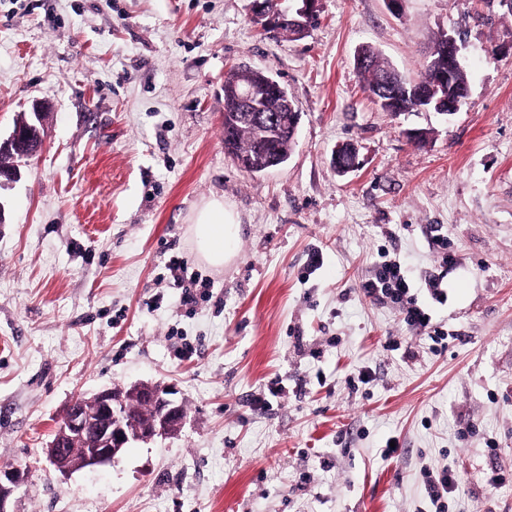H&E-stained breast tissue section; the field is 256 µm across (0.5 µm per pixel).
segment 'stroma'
<instances>
[{
    "instance_id": "stroma-1",
    "label": "stroma",
    "mask_w": 512,
    "mask_h": 512,
    "mask_svg": "<svg viewBox=\"0 0 512 512\" xmlns=\"http://www.w3.org/2000/svg\"><path fill=\"white\" fill-rule=\"evenodd\" d=\"M249 5L0 0V141L45 109L42 149L0 182V466L31 467L8 512H434L422 471L443 466L460 477L448 512H512V14L320 0L291 40ZM445 31L469 77L460 110L381 111L356 48L414 79ZM233 67L278 77L300 112L288 163L261 175L224 151ZM346 142L359 167L341 176ZM214 195L241 224L221 270L188 235ZM437 225L453 258L442 305L426 290ZM385 257L442 343L361 293ZM174 259L210 300L184 304ZM355 366L369 384L348 383ZM140 382L170 390L182 429L55 471L67 407Z\"/></svg>"
}]
</instances>
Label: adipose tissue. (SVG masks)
I'll return each mask as SVG.
<instances>
[{"label": "adipose tissue", "instance_id": "adipose-tissue-1", "mask_svg": "<svg viewBox=\"0 0 512 512\" xmlns=\"http://www.w3.org/2000/svg\"><path fill=\"white\" fill-rule=\"evenodd\" d=\"M239 224L219 197L202 202L190 218L189 235L199 259L214 268L224 267L236 254Z\"/></svg>", "mask_w": 512, "mask_h": 512}]
</instances>
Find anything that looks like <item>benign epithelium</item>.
Returning a JSON list of instances; mask_svg holds the SVG:
<instances>
[{
	"mask_svg": "<svg viewBox=\"0 0 512 512\" xmlns=\"http://www.w3.org/2000/svg\"><path fill=\"white\" fill-rule=\"evenodd\" d=\"M301 7L280 17H268V26L280 31L299 32L305 36L308 21L318 12L319 0H299ZM437 53L448 59V69L436 73V81L443 85L445 93L429 99L431 109L440 114L456 112L469 90H456V73L462 69L460 46L452 34L442 33ZM260 93L255 87H245L239 92L242 111L258 110ZM42 107L35 103L30 119L15 125L9 138L1 146L15 150L17 158H29L43 145ZM145 397L154 404L153 417L144 424L133 425L127 419V396ZM169 392L159 384L148 382L133 385L130 390L104 389L80 404H72L64 412L59 427L47 447L49 462L62 472L86 466L109 463L119 452L136 442L147 443L156 437L176 433L186 419L182 405L168 398ZM72 445L81 449L79 457L67 456L63 448ZM29 470L19 465L0 468V512H6L5 503L13 488L28 479Z\"/></svg>",
	"mask_w": 512,
	"mask_h": 512,
	"instance_id": "benign-epithelium-1",
	"label": "benign epithelium"
}]
</instances>
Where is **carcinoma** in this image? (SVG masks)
<instances>
[{
	"label": "carcinoma",
	"mask_w": 512,
	"mask_h": 512,
	"mask_svg": "<svg viewBox=\"0 0 512 512\" xmlns=\"http://www.w3.org/2000/svg\"><path fill=\"white\" fill-rule=\"evenodd\" d=\"M355 65L365 81L366 90L385 112H415L423 105L421 96L432 93V74L438 64L435 56L428 55L420 74L421 82L411 86L405 78L392 69V65L374 48L361 47L355 56ZM388 80L390 95L377 92L380 83ZM254 86L266 95L264 110L291 112L299 118L298 109L285 86L271 74L262 70L229 71L224 77V151L231 155L239 168L251 175L264 173L288 161L295 140V132L283 123L269 135H261L249 123L239 119L242 105L238 90Z\"/></svg>",
	"instance_id": "cac0c4a2"
}]
</instances>
